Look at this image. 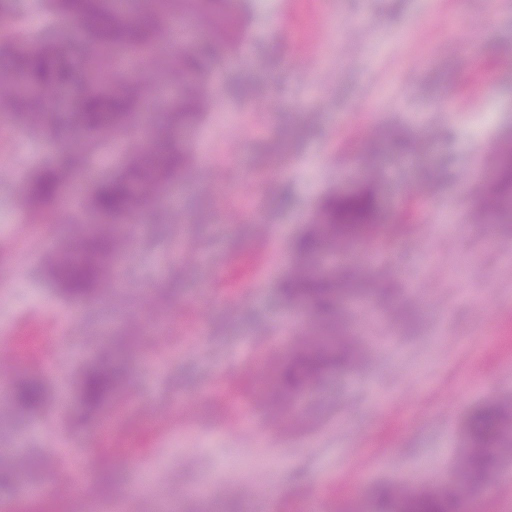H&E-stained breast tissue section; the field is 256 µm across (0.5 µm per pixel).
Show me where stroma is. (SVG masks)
Masks as SVG:
<instances>
[{
  "mask_svg": "<svg viewBox=\"0 0 512 512\" xmlns=\"http://www.w3.org/2000/svg\"><path fill=\"white\" fill-rule=\"evenodd\" d=\"M205 77L214 108L184 135L187 172L133 220L107 319L45 272L76 214L18 208L65 143L0 125V343L31 352L0 378L38 373L49 394L20 417L0 393V448L38 462L0 481L10 512L36 486L59 512H372L381 486L451 481L470 414L512 403V222L479 213L487 153L512 139V0H246L237 49ZM375 169L392 231L320 264L390 291L343 304L353 362L269 404L311 321L279 295L294 242L326 193ZM131 330L121 396L86 416L81 370ZM104 420L125 457L101 456ZM77 464L118 479L61 493ZM458 512H512V454Z\"/></svg>",
  "mask_w": 512,
  "mask_h": 512,
  "instance_id": "35a3bbf8",
  "label": "stroma"
}]
</instances>
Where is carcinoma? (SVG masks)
I'll use <instances>...</instances> for the list:
<instances>
[{
	"instance_id": "carcinoma-1",
	"label": "carcinoma",
	"mask_w": 512,
	"mask_h": 512,
	"mask_svg": "<svg viewBox=\"0 0 512 512\" xmlns=\"http://www.w3.org/2000/svg\"><path fill=\"white\" fill-rule=\"evenodd\" d=\"M129 14L120 0H40L38 11L21 16L14 0H0V22L7 23L9 50L0 66L37 94L24 95L0 85V107L14 124L32 133L58 135V128L79 133L81 140L64 161H51L28 178L24 201L38 219L51 218L66 206L64 189L73 176L134 125L157 78L181 88L164 110V128L145 129L146 141L132 148L122 165L100 176L82 206L98 219L88 232L71 239L48 273L57 290L70 299L92 301L99 315L111 313L107 283L112 258L122 252L130 233L118 222L130 217L189 166L179 133L211 111L203 80L202 56L188 49L165 55L175 21L188 19L208 27L210 51L217 59L239 38L242 0H145ZM76 23L82 41L96 52L84 54L64 37L59 26ZM496 189L483 205L496 210L512 198V148L502 151ZM383 224L378 181L368 178L321 200L318 220L295 242L298 264L281 284L280 295L309 307L318 329L334 341L304 340L282 368L273 399L282 401L317 381L354 349L341 338L339 302L363 287L359 272L317 273L310 262L319 254L377 236ZM121 365L97 364L80 377L79 402L88 414L99 411L119 389ZM48 400L44 379L31 374L16 384L12 405L19 414L41 411ZM466 449L455 463L454 480L437 490L406 486L381 489L374 512H458L460 495L490 478L502 463L503 448L512 447V405L494 403L476 411L465 428Z\"/></svg>"
}]
</instances>
